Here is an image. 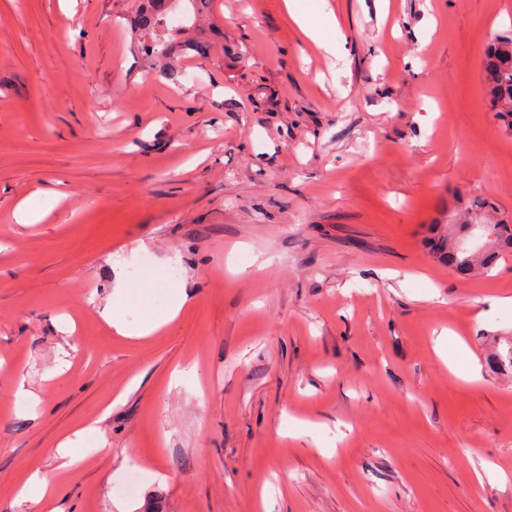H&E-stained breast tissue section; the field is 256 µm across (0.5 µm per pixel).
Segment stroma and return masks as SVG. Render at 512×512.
I'll use <instances>...</instances> for the list:
<instances>
[{"instance_id": "obj_1", "label": "stroma", "mask_w": 512, "mask_h": 512, "mask_svg": "<svg viewBox=\"0 0 512 512\" xmlns=\"http://www.w3.org/2000/svg\"><path fill=\"white\" fill-rule=\"evenodd\" d=\"M301 4L335 64L283 0H195L162 56L149 0H0V512H512V253L423 245L474 195L512 220V0ZM483 81L496 116L512 129V33L496 36L485 48ZM123 298L118 296L115 300L112 298V316L109 308L106 307L103 314L106 320L112 325L115 331L122 336H149L152 332L157 330L162 324L175 319L182 306L186 302V297H175L171 309L167 316L158 321H145L139 323L128 322L125 317L119 312ZM52 478L49 474L40 475L36 472L20 491V497L33 499L41 503L51 485Z\"/></svg>"}]
</instances>
